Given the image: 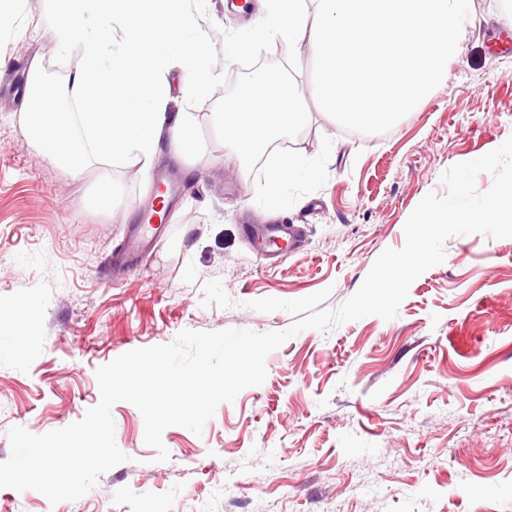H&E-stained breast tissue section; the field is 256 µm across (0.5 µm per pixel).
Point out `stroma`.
<instances>
[{
  "label": "stroma",
  "instance_id": "1",
  "mask_svg": "<svg viewBox=\"0 0 512 512\" xmlns=\"http://www.w3.org/2000/svg\"><path fill=\"white\" fill-rule=\"evenodd\" d=\"M209 0L211 54L225 65L222 33L259 22L265 0ZM51 0H15L0 25V462L9 431L43 435L100 401L97 369L185 329L282 331L285 311L251 301L294 300L330 289L337 308L377 257L405 243L404 225L428 194L443 197L449 167L512 136V34L495 14L428 100L382 134L340 128L307 101L309 125L288 146L316 156L333 141L328 180L293 207L267 211L242 160L216 140L208 98L188 106L179 81L170 111L192 110L207 168L162 140L154 164L184 173L177 206L137 268L104 272L152 185L135 166L88 161L80 175L41 155L24 133L15 63L55 70L63 98L78 55L56 58ZM118 187L112 210L89 198L102 174ZM301 224V252L256 256L245 224ZM410 286L397 316L369 315L329 333L306 329L270 353L267 376L220 404L201 434L171 426L165 462L144 441L132 404L114 405V439L130 459L74 502L0 488V512H512V238L459 235ZM220 281L230 308L203 305ZM363 484L352 495L353 484Z\"/></svg>",
  "mask_w": 512,
  "mask_h": 512
}]
</instances>
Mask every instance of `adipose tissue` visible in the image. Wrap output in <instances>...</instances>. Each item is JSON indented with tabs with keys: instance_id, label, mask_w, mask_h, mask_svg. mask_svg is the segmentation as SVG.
<instances>
[{
	"instance_id": "1",
	"label": "adipose tissue",
	"mask_w": 512,
	"mask_h": 512,
	"mask_svg": "<svg viewBox=\"0 0 512 512\" xmlns=\"http://www.w3.org/2000/svg\"><path fill=\"white\" fill-rule=\"evenodd\" d=\"M206 0H54L56 51H78L74 112L39 109L42 70L32 66L29 105L21 117L37 150L73 174L88 157L149 170L161 136L193 155L191 113L169 109L171 77L191 95L214 78Z\"/></svg>"
}]
</instances>
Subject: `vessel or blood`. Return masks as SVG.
Here are the masks:
<instances>
[{
    "label": "vessel or blood",
    "mask_w": 512,
    "mask_h": 512,
    "mask_svg": "<svg viewBox=\"0 0 512 512\" xmlns=\"http://www.w3.org/2000/svg\"><path fill=\"white\" fill-rule=\"evenodd\" d=\"M182 178L180 174L168 173L155 180L154 191L145 208L143 223L133 225L129 236L124 240L116 254L114 264L125 268L137 264L141 258L152 251L160 227L156 225V214L178 200ZM248 236L262 250L267 259H282L288 253L301 246L303 233L295 224H250L246 227Z\"/></svg>",
    "instance_id": "vessel-or-blood-1"
}]
</instances>
